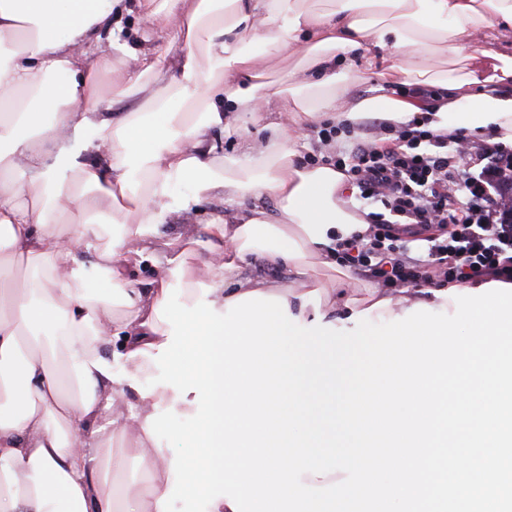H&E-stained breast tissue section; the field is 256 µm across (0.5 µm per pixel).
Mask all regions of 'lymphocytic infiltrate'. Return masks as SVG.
Returning a JSON list of instances; mask_svg holds the SVG:
<instances>
[{"mask_svg":"<svg viewBox=\"0 0 512 512\" xmlns=\"http://www.w3.org/2000/svg\"><path fill=\"white\" fill-rule=\"evenodd\" d=\"M378 135L377 125L366 126L350 158H325L382 205L364 232L337 243L340 261L388 288L512 279V224L482 181L458 179L460 156L447 136L421 128L416 118L393 129L381 149ZM447 223L452 231H444ZM410 239L427 242L425 254L411 255Z\"/></svg>","mask_w":512,"mask_h":512,"instance_id":"1","label":"lymphocytic infiltrate"}]
</instances>
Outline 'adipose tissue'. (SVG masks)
Returning <instances> with one entry per match:
<instances>
[{"mask_svg":"<svg viewBox=\"0 0 512 512\" xmlns=\"http://www.w3.org/2000/svg\"><path fill=\"white\" fill-rule=\"evenodd\" d=\"M122 2L0 0V512H174L173 454L146 421L195 405L160 386L110 408L132 379L157 373L150 356L170 326L156 310L169 285L180 284L186 305L203 299L221 313L249 292L280 296L300 322L320 316L338 328L375 304L388 320L419 303L453 310L423 288L350 295L336 242L368 221L344 203L341 171L299 163L305 128L425 115L436 134L512 143V0H328L323 11L310 0H161L148 17L145 38L161 45L150 55L116 38ZM490 30L503 37L488 46ZM255 42L301 55L289 109L264 91ZM350 54L378 82L345 105L340 58ZM132 56L130 84L146 73L173 82L190 111L159 96L154 111L114 116L97 82ZM390 77L407 92L388 91ZM424 85L440 95L427 100ZM235 112L266 115L269 132L237 157L224 153ZM184 182L194 201L223 198L230 216L205 224L192 246L171 238L156 276L137 287L130 270L150 259ZM266 194L273 208L258 205ZM66 217L76 221L69 232ZM249 257L286 267L290 282L244 275ZM23 266L31 273L20 281ZM95 276L107 292L91 288ZM313 292L320 306L308 305ZM100 358L127 379L95 369Z\"/></svg>","mask_w":512,"mask_h":512,"instance_id":"ef3b65f1","label":"adipose tissue"}]
</instances>
